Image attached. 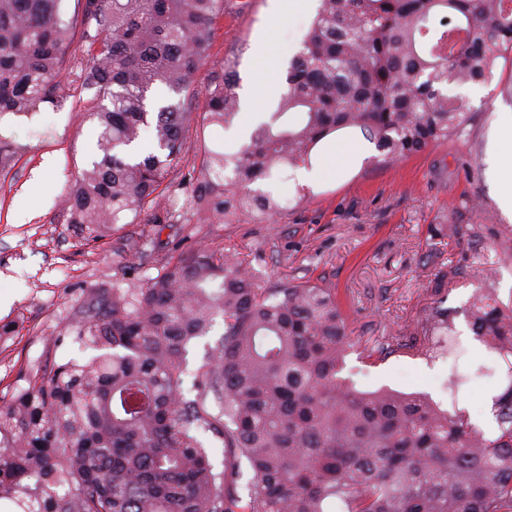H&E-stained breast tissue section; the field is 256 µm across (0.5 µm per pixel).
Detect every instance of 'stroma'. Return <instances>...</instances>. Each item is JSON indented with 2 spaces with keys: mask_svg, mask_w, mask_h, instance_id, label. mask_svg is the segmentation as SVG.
Masks as SVG:
<instances>
[{
  "mask_svg": "<svg viewBox=\"0 0 512 512\" xmlns=\"http://www.w3.org/2000/svg\"><path fill=\"white\" fill-rule=\"evenodd\" d=\"M270 11V0H224L223 13L211 23L208 55L178 96L191 111L202 112L216 83L228 76L237 81V96L259 87L256 111L243 105L229 128L210 127L201 137L188 131L161 206L145 208L133 223L118 225L95 243L85 244L66 209L75 175L96 154L98 130L89 117L95 90L72 89L66 99L31 115L0 117V139L18 148L11 167L0 170V288L11 295L10 305L0 309V325L12 327L0 338V397L10 396L33 365L79 356L78 348H55L52 338L66 331L94 288L104 282L139 287L172 254L206 247L239 253L265 286L308 280L337 289L348 310L350 336L342 374L358 389L425 393L442 408L467 409L477 420L490 409L484 385L471 383L454 399L447 386L454 372L483 355L461 312L473 288L462 279L437 293L432 281L444 256L469 266L495 235L512 232V216L498 204L489 169L491 154L512 152L500 131L502 113H512V62L499 61L488 81L463 87L472 118L461 139L392 165L332 169L317 186L303 188L288 179L275 191L285 211L264 223L249 216L234 224L205 221L183 207L186 192L197 184L205 148L240 145L241 130L271 112L283 91L266 78L264 35L273 34L281 60H288L311 19L306 12L274 20ZM178 97L159 89L148 108L158 111ZM24 196L36 212L21 224L15 204ZM467 197L478 200L477 209L461 208ZM434 224H473L480 237L438 252L429 245ZM437 300L454 314L459 359L417 355L408 347L422 310ZM378 343L382 354L367 357L365 346Z\"/></svg>",
  "mask_w": 512,
  "mask_h": 512,
  "instance_id": "1",
  "label": "stroma"
}]
</instances>
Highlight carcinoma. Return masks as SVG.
Returning <instances> with one entry per match:
<instances>
[{
	"label": "carcinoma",
	"mask_w": 512,
	"mask_h": 512,
	"mask_svg": "<svg viewBox=\"0 0 512 512\" xmlns=\"http://www.w3.org/2000/svg\"><path fill=\"white\" fill-rule=\"evenodd\" d=\"M224 0H0V117L61 98L74 37L88 45L75 75L96 90L100 154L76 177L69 223L96 241L139 215L182 151L192 113H153L179 94L210 47ZM512 55V0H319L289 61L276 109L230 153L206 151L188 210L232 224L281 211L269 187L312 167L321 143L359 133L406 159L462 137L472 113L458 87L481 83ZM238 110L224 80L203 125ZM153 148L135 157L145 129ZM439 243L473 242V224H437ZM460 274L448 260L435 291ZM462 307L486 363L496 433L428 396L362 391L340 376L349 344L333 288H262L235 254L180 251L143 288H99L57 347L81 358L35 366L0 406V502L17 512H512V301L486 279ZM224 332L190 349L217 318ZM453 350L448 310L430 306L412 346ZM223 446L221 464L215 449ZM249 474L247 495L237 488Z\"/></svg>",
	"instance_id": "carcinoma-1"
}]
</instances>
